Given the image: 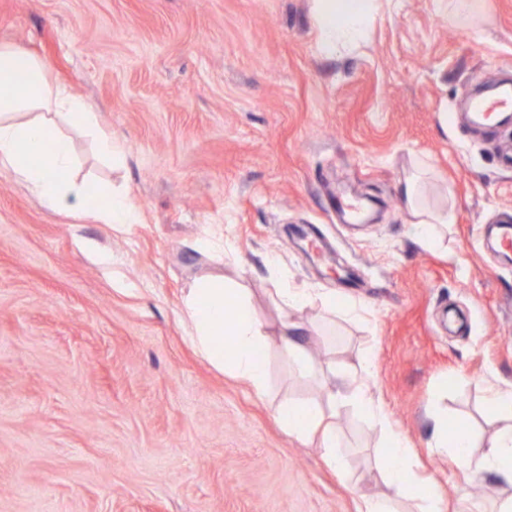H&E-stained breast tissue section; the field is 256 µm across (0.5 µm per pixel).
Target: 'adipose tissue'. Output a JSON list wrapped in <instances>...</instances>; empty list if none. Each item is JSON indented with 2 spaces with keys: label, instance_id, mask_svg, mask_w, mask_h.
I'll return each instance as SVG.
<instances>
[{
  "label": "adipose tissue",
  "instance_id": "obj_1",
  "mask_svg": "<svg viewBox=\"0 0 512 512\" xmlns=\"http://www.w3.org/2000/svg\"><path fill=\"white\" fill-rule=\"evenodd\" d=\"M375 0H315V20L322 52L358 43ZM91 138L97 154L120 164L124 147L97 121L91 105L67 85L51 79L43 59L7 44L0 45V171L25 183L58 213L79 215L120 228L137 223L139 213L127 194H93L73 176L75 157L69 134ZM403 195L415 218L417 237L437 244L451 217L446 209L426 207L418 179L407 178ZM307 289L282 286L275 303L280 311L278 335H268L245 289L221 275L198 279L182 297L181 314L198 354L213 368L245 381L257 396H265L269 372L261 350L273 347L300 372H308L306 325L291 319L293 310L310 303ZM370 354H363L355 372L340 379L326 401L314 398L279 404L276 418L288 434L316 443L328 465L349 468L340 451L334 417L337 403H348L366 415L381 432L385 447L378 468L387 487L383 493H361L358 512H399L400 500L413 504V512H445L439 487L424 479L416 451L390 421L368 385ZM488 413L500 426L481 453H473L470 430L449 424L448 416L433 412L429 418L430 446L449 463L465 464L471 475L493 476L512 484V383L492 384L485 401Z\"/></svg>",
  "mask_w": 512,
  "mask_h": 512
}]
</instances>
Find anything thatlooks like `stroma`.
Wrapping results in <instances>:
<instances>
[{
  "mask_svg": "<svg viewBox=\"0 0 512 512\" xmlns=\"http://www.w3.org/2000/svg\"><path fill=\"white\" fill-rule=\"evenodd\" d=\"M448 2L379 0L363 46L324 56L313 0H0V44L43 57L125 145L116 169L74 135L79 178L140 212L119 230L58 214L0 172V512H357L386 490L363 413L337 407L352 467L334 470L275 409L366 351L447 512L512 495L428 446L432 398L482 441L486 387L512 381V256L493 234L512 222V125L461 117L512 79V0ZM419 161L453 215L436 250L401 194ZM355 190L360 231L336 207ZM210 273L272 331L283 284L335 296L339 316L294 313L313 373L266 351L261 399L197 354L180 300Z\"/></svg>",
  "mask_w": 512,
  "mask_h": 512,
  "instance_id": "1",
  "label": "stroma"
}]
</instances>
